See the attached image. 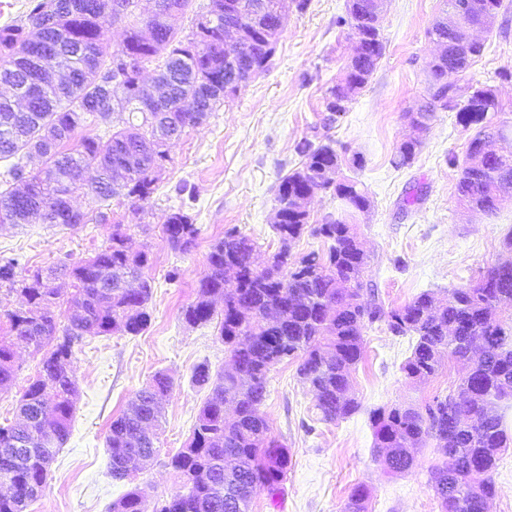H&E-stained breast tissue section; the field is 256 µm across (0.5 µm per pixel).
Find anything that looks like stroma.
<instances>
[{"mask_svg":"<svg viewBox=\"0 0 512 512\" xmlns=\"http://www.w3.org/2000/svg\"><path fill=\"white\" fill-rule=\"evenodd\" d=\"M345 5L346 0H307L304 9H290L267 68L226 98L205 123L169 142L156 189L141 206L120 197L105 210L94 197L78 194L73 207L92 216L106 211V222L72 228L0 224V258H19L31 270L89 259L107 245L116 224L122 225L130 250L148 251L151 259L149 328L137 336H88L73 351L77 395L71 434L48 470L43 493L26 512H109L131 486L110 474L109 425L159 371L170 376L172 388L162 401L156 456L136 485L150 504L173 493L176 478L168 461L191 437L208 395L193 385L192 372L202 363L219 372L229 359L217 323L190 326L182 311L195 300L211 246L225 231L234 228L251 237L260 257L278 252L277 189L301 164L299 143L333 140L342 176L367 190L371 208L356 231L370 255L365 278L377 286L386 306L400 307L424 291L444 297L503 259L512 202L489 216L468 213L459 204V169L448 159L463 158L471 133L457 124L454 112H436L411 165L391 164L409 133L405 112L427 94L423 68L435 49L430 30L443 0H388L382 20L385 54L368 86L328 127L323 97L353 47L347 27L338 23ZM503 70L512 73V7L499 11L482 57L465 78L495 86L510 101L512 77L500 78ZM356 156L361 166H353ZM415 190L420 201L405 204L407 193ZM178 207L199 230L185 253L172 249L163 233L168 213ZM175 268L181 276L169 280ZM415 342L410 335H393L383 322L365 329L363 358L351 374L362 410L335 423L316 421L296 362L271 369L260 411L271 437L289 448L291 462L281 492L273 498L258 494L250 512H342L360 484L369 490L368 512H441L428 482L430 468L441 459L434 445L421 449L413 469L397 475L384 471L372 454L370 409L443 395L458 380L459 368L451 362L424 383L406 379L401 366ZM14 349L18 370L12 388L0 392L2 425L15 419L23 388L41 359L24 342H15Z\"/></svg>","mask_w":512,"mask_h":512,"instance_id":"stroma-1","label":"stroma"}]
</instances>
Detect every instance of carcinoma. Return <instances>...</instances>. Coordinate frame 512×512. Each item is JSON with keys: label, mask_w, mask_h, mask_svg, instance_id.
<instances>
[{"label": "carcinoma", "mask_w": 512, "mask_h": 512, "mask_svg": "<svg viewBox=\"0 0 512 512\" xmlns=\"http://www.w3.org/2000/svg\"><path fill=\"white\" fill-rule=\"evenodd\" d=\"M113 0H34L20 24L0 27V84L22 88L28 94L24 111L13 112L0 98V129L13 119L19 129L7 143L0 140V160L12 163L0 172V223L43 224L73 227L64 200L76 193L91 195L102 203L115 197L146 201L154 193L166 151L152 147L155 129L172 117L179 132L198 125L200 116H210L224 104V88L234 75L258 73L271 58L283 28L276 5L279 0H243L248 7L244 27L246 49L235 54L224 45L225 5L238 0H214L215 11L193 10V0H162L166 14L134 17L123 45L112 52L100 42L103 26L112 18ZM456 0H444L442 16L430 31L442 46V54L426 65L428 98L405 118L430 125L435 112L456 113L464 129L475 128L469 139L457 182L462 205L486 215L503 204L498 189L512 183V153L495 155L484 151L492 136L512 132V112L497 90L487 84L464 86L443 82L446 71L468 70L484 51L480 41L468 46L458 43L448 27ZM462 21L491 32L503 7V0H468ZM385 4L380 0H346V16L339 24L349 27L361 42V52L349 58L342 76L323 98L329 113L325 124L336 122L332 114L347 111L348 105L369 84L386 50L381 34ZM193 12L191 28L183 33L173 19ZM129 54L143 65L153 64L168 97L156 104L143 93L138 77L129 75L117 83L121 88L122 111L117 113L112 132L85 135L69 147L75 132L97 117L105 118L106 102L113 86L107 83L113 57ZM68 72V83L57 89L40 78L42 69ZM420 143H402L392 165L401 168L414 159ZM303 154L301 167L285 176L278 188L280 220L274 225L279 240L294 243L305 231L326 240L325 253L303 256L288 267L289 250L280 249L262 262L253 239L235 230L216 240L207 259V270L198 281L197 298L186 306L183 320L200 326L220 318L219 338L227 347L233 371L225 370L212 380L206 364L195 367L192 382L209 387L190 438L191 445L171 456L168 466L178 479L171 497L179 501L180 512H249L255 496L278 494L290 464L288 449L269 439L270 426L259 413L267 394L270 369L290 359L298 360L297 373L312 394L318 420L333 423L361 410L354 396L340 395L350 386V373L363 355L366 326L386 321L397 336H417L411 355L402 365L405 377L418 383L433 376L446 360L461 367L455 388L422 403L402 401L373 409L374 457L384 448L396 455L383 462L392 473H403L417 463V454L427 442L453 427L452 412L459 406L477 414L490 413L486 429L473 433L457 428L454 467L448 461L431 469V481L442 512H484V500L495 493L493 472L501 451L512 443L505 426L507 395L512 393V331L499 320L512 311V263H498L468 284L451 288L440 321L430 316L432 293L425 291L405 305L386 309L374 285L363 278L369 256L355 244V223L336 224L327 220L310 225V216L292 207L289 199L309 190H328L344 199L353 210L370 207V199L359 183L337 179L322 180V171L336 161L331 142L317 145L304 141L297 147ZM38 152L42 167L32 172L25 159ZM94 168L97 179L85 184L79 173ZM163 233L174 250L189 251L198 228L182 209L169 214ZM149 253L130 257L125 250V233L114 225L110 243L90 259L51 270H30L15 258L0 264V283H21L24 311L7 315L9 332L26 340L43 353L35 377L28 380L13 424L0 425V480L6 479L17 491L46 483L47 462L53 460L70 435L75 396V379L66 362L75 345L87 335L121 332L138 336L151 323L149 302L152 284L146 269ZM238 271L237 284L224 279V267ZM24 271L22 280L5 277L3 269ZM60 281L57 286L54 281ZM223 296L217 310L202 300L205 295ZM79 305L85 315L60 324L54 312L58 306ZM281 306L285 320L268 327L266 311ZM459 326L465 338L474 340L493 326L497 336L485 360L470 368L457 357L459 351L448 341V324ZM16 378L12 344L0 339V390L11 388ZM168 375L157 372L135 394L129 407L112 420L106 439L108 451L135 448L149 451L154 442L139 436L142 425L155 427L160 419L157 396L171 389ZM238 403V416L224 419V399ZM53 419L55 439L44 442V413ZM15 443L19 451L4 449ZM236 458L237 465L224 472V456ZM211 473L209 480L200 472ZM368 492L358 485L351 491L343 512H366ZM111 512H171L167 504L150 511L140 491L132 488L112 504Z\"/></svg>", "instance_id": "cac0c4a2"}]
</instances>
